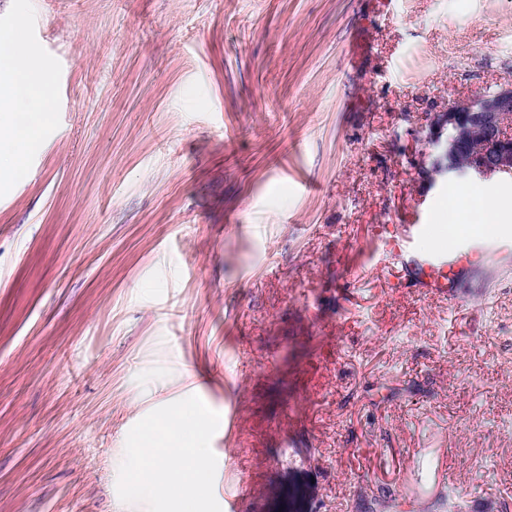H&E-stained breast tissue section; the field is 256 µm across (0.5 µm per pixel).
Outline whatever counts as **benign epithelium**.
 Returning <instances> with one entry per match:
<instances>
[{
  "label": "benign epithelium",
  "mask_w": 512,
  "mask_h": 512,
  "mask_svg": "<svg viewBox=\"0 0 512 512\" xmlns=\"http://www.w3.org/2000/svg\"><path fill=\"white\" fill-rule=\"evenodd\" d=\"M512 81L490 93L448 101L430 115L426 142L434 154L420 171L431 181L512 175Z\"/></svg>",
  "instance_id": "benign-epithelium-1"
}]
</instances>
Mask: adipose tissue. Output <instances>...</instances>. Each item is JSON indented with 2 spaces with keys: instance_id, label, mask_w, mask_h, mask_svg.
Here are the masks:
<instances>
[{
  "instance_id": "obj_1",
  "label": "adipose tissue",
  "mask_w": 512,
  "mask_h": 512,
  "mask_svg": "<svg viewBox=\"0 0 512 512\" xmlns=\"http://www.w3.org/2000/svg\"><path fill=\"white\" fill-rule=\"evenodd\" d=\"M54 79L33 63L21 28L0 35V179L19 170L36 145L37 133L50 125L55 110ZM203 408L175 409L142 436L137 461L125 477L135 500L151 501L160 487L185 496L208 481L207 448L199 426Z\"/></svg>"
}]
</instances>
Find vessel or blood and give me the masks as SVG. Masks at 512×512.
I'll return each mask as SVG.
<instances>
[{
  "instance_id": "vessel-or-blood-1",
  "label": "vessel or blood",
  "mask_w": 512,
  "mask_h": 512,
  "mask_svg": "<svg viewBox=\"0 0 512 512\" xmlns=\"http://www.w3.org/2000/svg\"><path fill=\"white\" fill-rule=\"evenodd\" d=\"M481 240L473 234H458L453 241L435 251L416 253L410 274L418 287L426 291L447 294L454 286V269L457 263L481 248Z\"/></svg>"
}]
</instances>
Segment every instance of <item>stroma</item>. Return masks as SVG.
I'll return each instance as SVG.
<instances>
[{
    "instance_id": "35a3bbf8",
    "label": "stroma",
    "mask_w": 512,
    "mask_h": 512,
    "mask_svg": "<svg viewBox=\"0 0 512 512\" xmlns=\"http://www.w3.org/2000/svg\"><path fill=\"white\" fill-rule=\"evenodd\" d=\"M56 112L0 182V512H114L199 406L192 512H512V234L448 295L429 113L512 79V0H30ZM407 239L411 244L414 256V267L410 266V274L418 288L437 294H450L454 288V268L463 258H467L474 250L483 247V242L470 233H460L446 247L442 245L435 251L425 255L414 249L415 242L437 232L436 224H408ZM484 248V247H483Z\"/></svg>"
}]
</instances>
